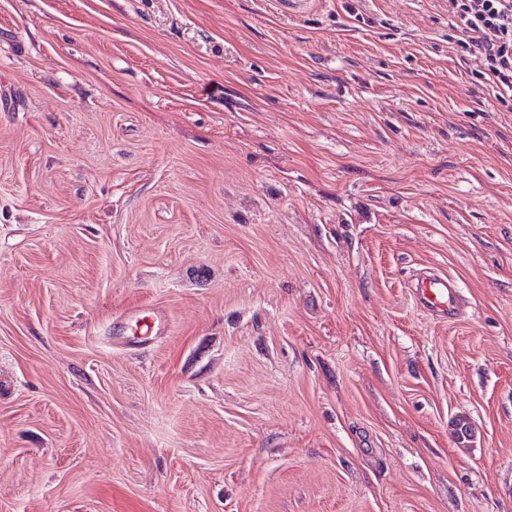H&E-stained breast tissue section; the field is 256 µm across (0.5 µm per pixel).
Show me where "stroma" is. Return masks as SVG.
<instances>
[{
  "instance_id": "35a3bbf8",
  "label": "stroma",
  "mask_w": 512,
  "mask_h": 512,
  "mask_svg": "<svg viewBox=\"0 0 512 512\" xmlns=\"http://www.w3.org/2000/svg\"><path fill=\"white\" fill-rule=\"evenodd\" d=\"M453 36L0 0V512H512V112ZM416 305L424 312L443 319L456 317L460 294L454 281L431 271L419 273L413 283Z\"/></svg>"
}]
</instances>
